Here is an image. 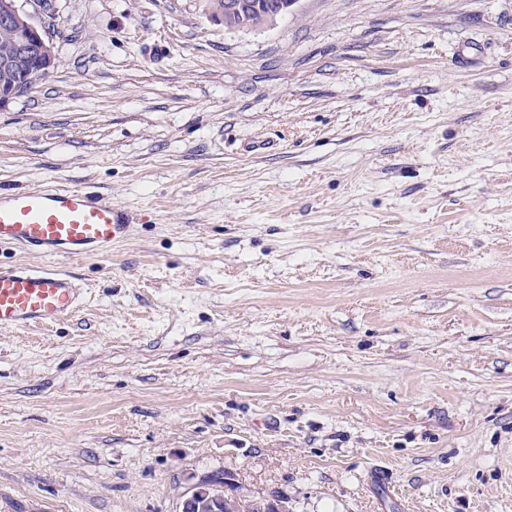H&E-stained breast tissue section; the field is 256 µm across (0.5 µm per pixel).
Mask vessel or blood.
<instances>
[{"mask_svg":"<svg viewBox=\"0 0 512 512\" xmlns=\"http://www.w3.org/2000/svg\"><path fill=\"white\" fill-rule=\"evenodd\" d=\"M130 232L121 209L82 188L32 187L0 195V247L19 245L80 259L104 254ZM81 294L70 271L0 265V328L55 324L76 312Z\"/></svg>","mask_w":512,"mask_h":512,"instance_id":"vessel-or-blood-1","label":"vessel or blood"}]
</instances>
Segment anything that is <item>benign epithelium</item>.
<instances>
[{"label":"benign epithelium","mask_w":512,"mask_h":512,"mask_svg":"<svg viewBox=\"0 0 512 512\" xmlns=\"http://www.w3.org/2000/svg\"><path fill=\"white\" fill-rule=\"evenodd\" d=\"M52 0H0V30L11 32L13 48L0 56V70L22 76L30 72L27 64L33 63L35 70L42 76L51 75L59 65V57L50 38L49 13ZM298 0H282L275 11H263L260 3L249 4L245 0H224L220 6L210 13V17L224 24L228 30L249 31L276 24L277 19L288 13ZM31 5L33 10L26 9ZM47 13V18L36 21L37 10ZM253 10L263 16V20L254 23L247 20L245 11ZM237 485L234 474L224 472L221 482L211 480L206 475L193 483L183 494L181 504L191 507L197 512L209 508L212 512H245L243 506L245 497L235 495L232 498L224 496V485Z\"/></svg>","instance_id":"obj_1"}]
</instances>
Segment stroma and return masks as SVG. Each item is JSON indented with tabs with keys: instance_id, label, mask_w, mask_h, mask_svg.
<instances>
[{
	"instance_id": "obj_1",
	"label": "stroma",
	"mask_w": 512,
	"mask_h": 512,
	"mask_svg": "<svg viewBox=\"0 0 512 512\" xmlns=\"http://www.w3.org/2000/svg\"><path fill=\"white\" fill-rule=\"evenodd\" d=\"M0 193L111 197L79 310L0 329V512H512V0H55ZM247 0H209L205 1L206 4H209L211 7L217 3L219 5L224 2V6H219L217 9H214L213 12L209 13L210 17L214 21H219L224 24V28L228 30H238V31H249L260 29L264 27H271L276 24L277 19L291 11L294 5L298 2V0H280L282 1L275 11H267L264 12L262 8L264 7L260 2H264L265 7L273 10L275 5L278 4L279 0H253L252 2L256 4H249L244 2ZM252 9L253 11H249L248 15H253L255 12L264 16L263 20L258 23L248 22L247 16L244 14V11H248ZM214 473L203 476L188 488L180 502L184 509L191 507L199 512H205L204 510L207 508L212 510L210 512H265L267 510L266 501L260 495L252 496L254 499L246 502L248 511L243 510L242 507L246 499L244 496L235 493L233 498H227L232 491L238 490V488L232 487L237 485L235 475L224 471L221 478L222 483L219 484L210 480ZM224 483L232 485L227 487L225 494Z\"/></svg>"
}]
</instances>
